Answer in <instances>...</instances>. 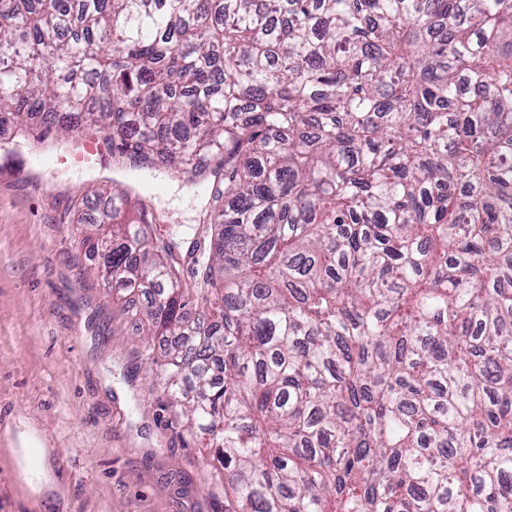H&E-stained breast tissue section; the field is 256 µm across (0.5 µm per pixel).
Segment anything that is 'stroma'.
Listing matches in <instances>:
<instances>
[{
	"label": "stroma",
	"instance_id": "1",
	"mask_svg": "<svg viewBox=\"0 0 512 512\" xmlns=\"http://www.w3.org/2000/svg\"><path fill=\"white\" fill-rule=\"evenodd\" d=\"M41 136L23 175L0 174V512H220L202 489L203 448L183 443L159 387L135 372L137 322L113 315L78 261L71 199L129 173L108 156L79 171L36 166L61 145L55 130ZM153 174L156 234L194 236L205 184ZM27 448L39 451L36 493L20 470Z\"/></svg>",
	"mask_w": 512,
	"mask_h": 512
}]
</instances>
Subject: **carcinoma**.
<instances>
[{"mask_svg":"<svg viewBox=\"0 0 512 512\" xmlns=\"http://www.w3.org/2000/svg\"><path fill=\"white\" fill-rule=\"evenodd\" d=\"M36 121L209 181V246L131 186L82 245L224 512H512V0H0Z\"/></svg>","mask_w":512,"mask_h":512,"instance_id":"carcinoma-1","label":"carcinoma"}]
</instances>
